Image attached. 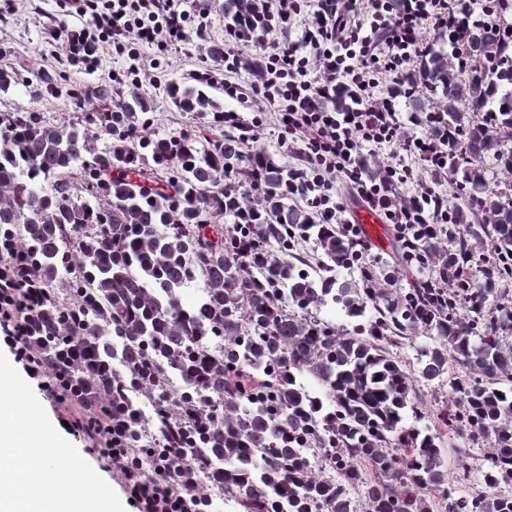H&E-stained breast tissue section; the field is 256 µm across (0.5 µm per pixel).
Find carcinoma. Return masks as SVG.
I'll use <instances>...</instances> for the list:
<instances>
[{
	"instance_id": "1",
	"label": "carcinoma",
	"mask_w": 512,
	"mask_h": 512,
	"mask_svg": "<svg viewBox=\"0 0 512 512\" xmlns=\"http://www.w3.org/2000/svg\"><path fill=\"white\" fill-rule=\"evenodd\" d=\"M254 5L220 9L236 26ZM484 8L494 19L405 76L442 98L433 111L455 186L447 247L426 240L402 261L424 274L408 288L377 287L393 276L363 263L339 225L288 203L294 170L250 158L239 137L138 133L153 103L135 90L74 91L112 109L60 123L0 112V327L31 349L56 400L128 426V467L176 486L181 512L210 509L202 473L239 512H350L355 489L363 512H512V184L494 179L512 174V0ZM212 88L192 80L168 94L204 118L220 110ZM299 241L319 266L294 254ZM436 262L456 287H424ZM336 306L352 329L320 316ZM420 331V380L452 391L422 428L407 424L425 403L393 352ZM171 373L197 394L173 395ZM131 380L158 394L152 414L129 399ZM447 437L460 457L485 451L469 493V467L448 475ZM303 448L325 449L335 476L306 469Z\"/></svg>"
}]
</instances>
